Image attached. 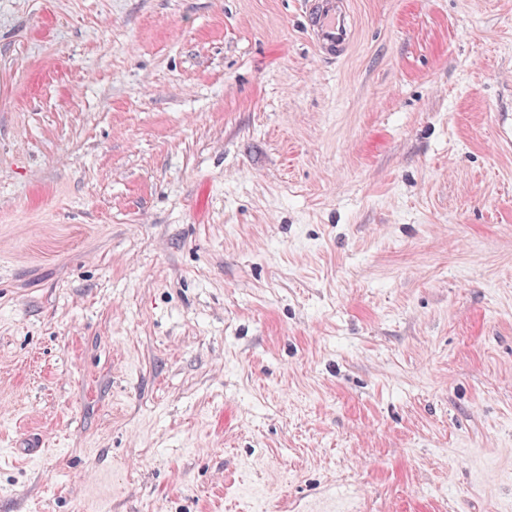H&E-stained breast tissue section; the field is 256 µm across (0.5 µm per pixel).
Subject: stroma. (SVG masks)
Listing matches in <instances>:
<instances>
[{"mask_svg": "<svg viewBox=\"0 0 512 512\" xmlns=\"http://www.w3.org/2000/svg\"><path fill=\"white\" fill-rule=\"evenodd\" d=\"M351 10L0 0V512H512V0ZM308 33L319 57L344 58L353 40L348 0H307Z\"/></svg>", "mask_w": 512, "mask_h": 512, "instance_id": "1", "label": "stroma"}]
</instances>
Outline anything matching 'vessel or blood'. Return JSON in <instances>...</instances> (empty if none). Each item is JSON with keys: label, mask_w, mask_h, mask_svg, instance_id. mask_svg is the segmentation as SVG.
I'll list each match as a JSON object with an SVG mask.
<instances>
[{"label": "vessel or blood", "mask_w": 512, "mask_h": 512, "mask_svg": "<svg viewBox=\"0 0 512 512\" xmlns=\"http://www.w3.org/2000/svg\"><path fill=\"white\" fill-rule=\"evenodd\" d=\"M306 15L307 30L319 57L344 58L353 40L348 0H306Z\"/></svg>", "instance_id": "vessel-or-blood-1"}]
</instances>
